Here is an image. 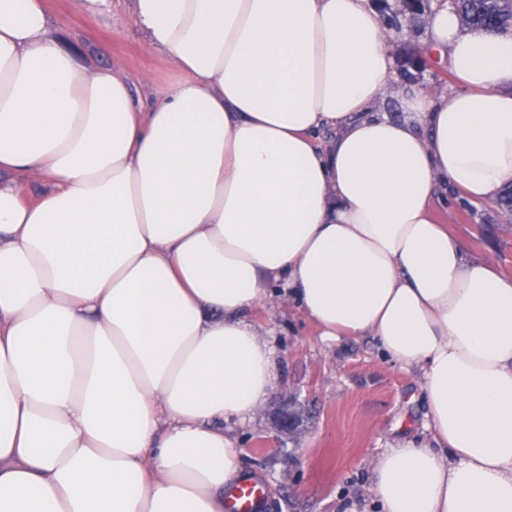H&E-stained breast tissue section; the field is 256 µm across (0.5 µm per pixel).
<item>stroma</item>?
I'll use <instances>...</instances> for the list:
<instances>
[{
  "mask_svg": "<svg viewBox=\"0 0 512 512\" xmlns=\"http://www.w3.org/2000/svg\"><path fill=\"white\" fill-rule=\"evenodd\" d=\"M46 3L85 62L118 70L137 93L150 95L174 79L168 61L147 52L128 0H116L92 40L82 0ZM435 217L465 254L512 276V218L498 206L469 203L452 190L436 203ZM251 319L270 335L275 385L257 419L236 427L235 435L247 473L267 489L263 512H379L368 493L373 462L386 449L428 435L417 374L400 368L372 337L322 341L285 300ZM285 407L298 417L289 434L276 426Z\"/></svg>",
  "mask_w": 512,
  "mask_h": 512,
  "instance_id": "stroma-1",
  "label": "stroma"
}]
</instances>
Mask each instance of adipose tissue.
<instances>
[{"label": "adipose tissue", "mask_w": 512, "mask_h": 512, "mask_svg": "<svg viewBox=\"0 0 512 512\" xmlns=\"http://www.w3.org/2000/svg\"><path fill=\"white\" fill-rule=\"evenodd\" d=\"M131 10L179 74L147 101L0 0V512H225L277 285L420 378L433 441L374 464L381 512H512V278L433 219L512 184V36L436 8L458 88H401L397 120L368 0Z\"/></svg>", "instance_id": "adipose-tissue-1"}]
</instances>
